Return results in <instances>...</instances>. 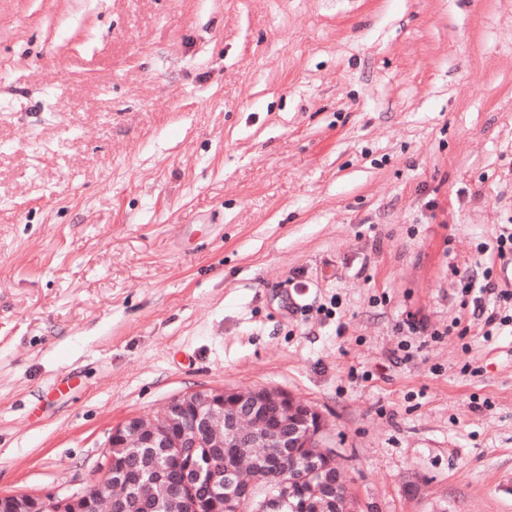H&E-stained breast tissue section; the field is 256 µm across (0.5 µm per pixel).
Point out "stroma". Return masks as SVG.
<instances>
[{
  "instance_id": "stroma-1",
  "label": "stroma",
  "mask_w": 512,
  "mask_h": 512,
  "mask_svg": "<svg viewBox=\"0 0 512 512\" xmlns=\"http://www.w3.org/2000/svg\"><path fill=\"white\" fill-rule=\"evenodd\" d=\"M510 225L512 0H0V493L268 387L358 512H512V328L457 276Z\"/></svg>"
}]
</instances>
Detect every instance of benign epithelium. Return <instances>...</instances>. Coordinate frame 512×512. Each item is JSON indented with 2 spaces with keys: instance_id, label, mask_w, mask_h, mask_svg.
<instances>
[{
  "instance_id": "1",
  "label": "benign epithelium",
  "mask_w": 512,
  "mask_h": 512,
  "mask_svg": "<svg viewBox=\"0 0 512 512\" xmlns=\"http://www.w3.org/2000/svg\"><path fill=\"white\" fill-rule=\"evenodd\" d=\"M197 411L190 417L184 413L188 404ZM275 406L283 412L277 428L261 430L252 420L264 410ZM179 431L172 439L171 430ZM149 432V444L162 448L178 463L198 448L207 449L208 468L183 469L181 507L192 512L200 496H206L222 481L233 486L235 493L231 506L256 504V512H279L288 502L291 481L282 474L284 460L270 463V472L281 475L274 492L256 502L254 481L243 480L234 471L221 466L227 454H244L251 448L271 441L277 448L291 449L298 457L307 449L314 452L306 462L312 467L310 475L326 473L335 466L336 450L322 444L325 434L320 413L292 395L270 388H219L186 392L173 398L157 416L132 417L112 428L108 438L106 478L112 477L116 461L115 451L128 444L129 437ZM0 512H101L100 500L86 490L68 495L0 494Z\"/></svg>"
}]
</instances>
